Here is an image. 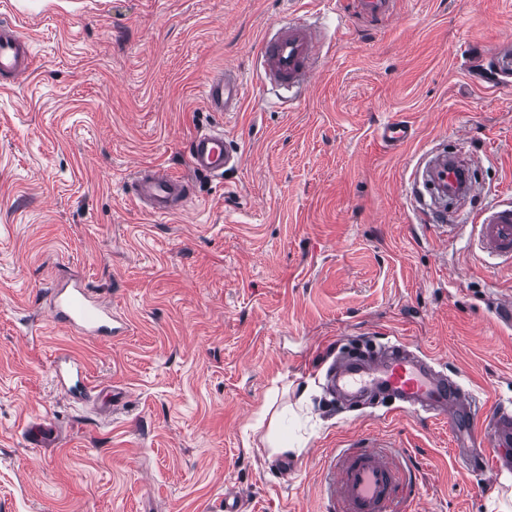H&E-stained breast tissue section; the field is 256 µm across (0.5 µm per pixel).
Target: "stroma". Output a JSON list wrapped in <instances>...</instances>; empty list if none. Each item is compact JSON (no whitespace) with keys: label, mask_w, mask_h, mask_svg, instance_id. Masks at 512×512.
I'll list each match as a JSON object with an SVG mask.
<instances>
[{"label":"stroma","mask_w":512,"mask_h":512,"mask_svg":"<svg viewBox=\"0 0 512 512\" xmlns=\"http://www.w3.org/2000/svg\"><path fill=\"white\" fill-rule=\"evenodd\" d=\"M289 0H0L33 51L0 88V512H333L336 451L375 438L405 464L402 512H512V473L460 462L446 419L348 405L338 353L399 339L458 375L479 417L512 404V264L481 251L470 213L512 204V0H400L385 26L309 0L334 40L293 103L251 79ZM243 75L241 112L201 90ZM413 127L397 148L387 123ZM241 152L191 201L155 216L131 179L189 173L197 130ZM463 149L474 197L442 237L409 178ZM83 282L127 325L92 340L56 326L48 287ZM63 354L82 399L57 387ZM278 414L288 450L265 443ZM43 423L52 436L29 442ZM413 136L412 126L405 121H392L382 127L379 138L390 148L400 146ZM64 363L65 366L62 364ZM56 378L61 389L68 393L74 389H81L85 393L89 390V383L80 363L71 357H60L55 365Z\"/></svg>","instance_id":"35a3bbf8"}]
</instances>
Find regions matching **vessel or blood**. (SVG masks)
Returning <instances> with one entry per match:
<instances>
[{
    "instance_id": "b4317fda",
    "label": "vessel or blood",
    "mask_w": 512,
    "mask_h": 512,
    "mask_svg": "<svg viewBox=\"0 0 512 512\" xmlns=\"http://www.w3.org/2000/svg\"><path fill=\"white\" fill-rule=\"evenodd\" d=\"M398 0H350L349 7L337 8L339 24L357 20L372 25L390 22L397 13ZM325 38L321 32L304 26L279 28L263 36L253 72L260 82L302 92L311 85L314 67L322 58ZM28 42L14 27L0 25V79L18 83L32 66ZM207 105L217 112H236L242 106V78L238 72L224 71L204 85ZM379 137L390 148L411 139L412 127L405 121H392L382 127ZM190 175L167 171L140 170L132 187L136 199L152 213L171 215L182 210L191 196V174L222 176L237 167L241 156L223 131H198L189 151ZM419 175L432 210L447 214V201L459 194H473L465 166L447 153L430 151L419 162ZM483 251L493 257L512 260V207L486 210L474 216ZM50 318L58 326L90 338L117 334L112 311L103 301L89 294L80 284L53 288ZM61 389L88 390L89 383L80 363L64 358L55 367ZM328 384L346 402L365 404L385 399L401 411L429 414L448 420L463 433L475 465H484L487 448L512 447V406L498 405L489 423L475 427V402L471 393L454 377L438 370L433 359L411 351L406 343L389 342L369 355L348 352L337 356L326 372ZM404 482V471L375 440L366 438L356 446L340 451L331 462L326 484L329 498L338 512H398L397 493Z\"/></svg>"
}]
</instances>
